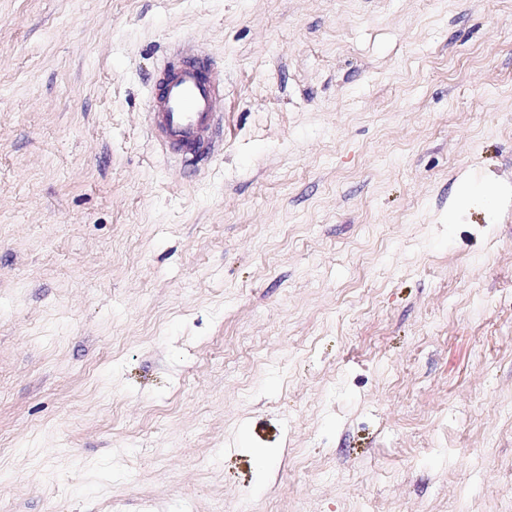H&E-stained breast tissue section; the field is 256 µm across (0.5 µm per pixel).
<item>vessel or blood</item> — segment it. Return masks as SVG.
<instances>
[{
	"label": "vessel or blood",
	"mask_w": 512,
	"mask_h": 512,
	"mask_svg": "<svg viewBox=\"0 0 512 512\" xmlns=\"http://www.w3.org/2000/svg\"><path fill=\"white\" fill-rule=\"evenodd\" d=\"M177 56L147 100L149 131L169 153L199 163L214 147L224 82L212 74L207 58L192 55L189 48L179 49Z\"/></svg>",
	"instance_id": "obj_1"
}]
</instances>
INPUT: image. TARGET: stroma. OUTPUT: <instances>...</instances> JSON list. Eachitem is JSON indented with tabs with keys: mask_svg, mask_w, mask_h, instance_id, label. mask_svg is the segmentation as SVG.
<instances>
[{
	"mask_svg": "<svg viewBox=\"0 0 512 512\" xmlns=\"http://www.w3.org/2000/svg\"><path fill=\"white\" fill-rule=\"evenodd\" d=\"M0 512H512V0H0ZM189 46L179 49L177 62L164 69L158 88L146 104L151 136L169 153L184 162L209 159L220 118L217 101L224 93V81L211 74V62L192 56Z\"/></svg>",
	"mask_w": 512,
	"mask_h": 512,
	"instance_id": "1",
	"label": "stroma"
}]
</instances>
